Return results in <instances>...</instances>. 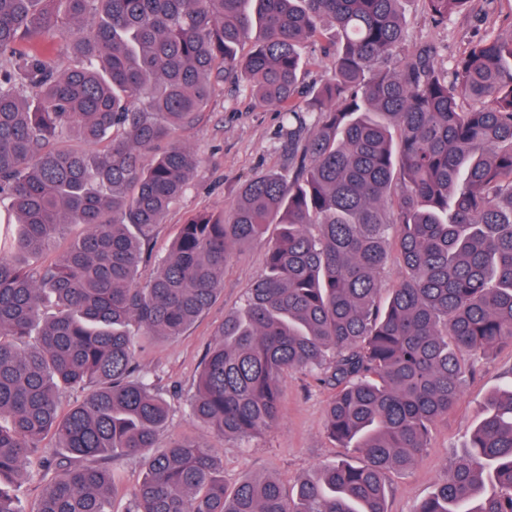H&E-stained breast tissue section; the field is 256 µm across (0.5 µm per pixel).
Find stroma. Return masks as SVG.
Returning <instances> with one entry per match:
<instances>
[{
  "label": "stroma",
  "mask_w": 512,
  "mask_h": 512,
  "mask_svg": "<svg viewBox=\"0 0 512 512\" xmlns=\"http://www.w3.org/2000/svg\"><path fill=\"white\" fill-rule=\"evenodd\" d=\"M402 12L408 33L403 51L434 44L448 60L461 55L488 28L512 30V0H494L486 8L472 7L453 15L445 25L433 21L423 0H404ZM282 127L276 107L257 105L243 89L217 85L198 120L178 133L199 162L184 194L151 232V257L144 273H151L169 252L192 215L227 212L246 181L271 171L287 173L288 139ZM278 231V225H269L262 237L234 248L224 268L223 292L181 336L140 338L135 343L142 375L158 386L172 407L158 447L187 440L212 449L223 463L224 485L229 490L245 478L270 475L290 491L320 467L345 456L344 449L325 431L332 391L305 372L292 371L284 376L281 417L258 436L224 437L191 416L189 398L201 360L214 344L225 317L243 306L249 288L263 273L268 247ZM511 367L509 347L477 363L457 408L436 424L426 455L409 471L389 475L388 512H413L444 479L452 450L469 435L486 398L507 384L505 372Z\"/></svg>",
  "instance_id": "1"
}]
</instances>
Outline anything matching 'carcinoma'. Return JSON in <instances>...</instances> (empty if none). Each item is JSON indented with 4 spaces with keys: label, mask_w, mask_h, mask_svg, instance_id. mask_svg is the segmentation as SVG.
Here are the masks:
<instances>
[{
    "label": "carcinoma",
    "mask_w": 512,
    "mask_h": 512,
    "mask_svg": "<svg viewBox=\"0 0 512 512\" xmlns=\"http://www.w3.org/2000/svg\"><path fill=\"white\" fill-rule=\"evenodd\" d=\"M402 2L0 0V196L17 226L0 245V512H19L3 483L33 477L35 512H113L122 456L146 465L124 512H387L388 474L419 461L474 361L512 348V32L487 31L449 69L429 46L397 60ZM424 2L446 24L474 0ZM327 26L334 73L298 134L301 46ZM219 83L279 108L295 173L194 216L142 287L146 238L197 164L175 133ZM67 137L88 149L49 148ZM69 224L87 231L46 261ZM269 224L265 272L205 353L192 415L260 434L283 374L306 371L332 389L329 437L361 463L322 467L291 495L270 476L229 493L210 449H156L170 405L140 377L135 337L180 335L222 292L232 250ZM394 254L405 274L383 301ZM65 389L78 398L62 414ZM414 512H512V381Z\"/></svg>",
    "instance_id": "obj_1"
}]
</instances>
